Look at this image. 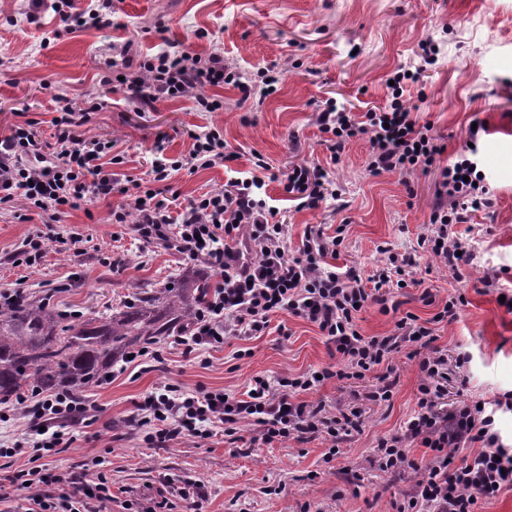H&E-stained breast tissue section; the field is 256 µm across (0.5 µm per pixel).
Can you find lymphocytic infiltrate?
Returning <instances> with one entry per match:
<instances>
[{
  "instance_id": "1",
  "label": "lymphocytic infiltrate",
  "mask_w": 512,
  "mask_h": 512,
  "mask_svg": "<svg viewBox=\"0 0 512 512\" xmlns=\"http://www.w3.org/2000/svg\"><path fill=\"white\" fill-rule=\"evenodd\" d=\"M31 8L28 21L50 11L67 31L88 22L101 29L112 25L111 0H103L87 15L73 12L71 0H31ZM116 54L112 73L102 83L123 92L140 108L190 97L199 111L218 112L224 102L211 95V88L230 85L246 99L256 89L267 97L275 93L279 81L268 68L258 71L256 78L243 80L225 65L223 53L202 56L178 42L136 61L129 59L128 47L117 49ZM407 79L406 72H396L390 103L359 116L327 102L317 115V125L326 136L331 159H338L347 144L358 138L369 143L368 169L373 174H410L432 167L444 146L430 124L419 123L405 105ZM100 107L93 99L80 108L62 103L52 120L55 134L50 143H41L31 121L14 124L9 135L0 138V211L14 209L22 199L27 210L54 218L78 202H94L118 192L117 179L104 166L122 164L123 155L114 153L112 141L79 134ZM192 140L188 156L174 161L166 158L163 141H156L153 187L128 196L110 212L112 223L129 224L138 240L203 261L220 273L221 283L199 310L191 330L178 336V344L189 353L204 345L217 347L233 337L263 332L273 315L286 313L315 324L334 344L338 360L317 374L277 381L254 376L241 398L220 391L185 393L165 387L145 397L138 407V428L145 441L207 439L219 428L230 436L239 425L248 424L258 427L265 444L300 442L316 434L333 445L343 444L361 429L358 408L332 411L322 402H293V395L314 389L324 379L363 378L411 346L424 352L418 365L427 381L418 389L413 416L400 433L378 440L374 457L383 471L413 476L412 490L396 512H480L485 502L512 489V447L503 443L495 428L497 412H512V391L483 403L463 400L441 411L437 407L440 381L449 367L465 372L469 352H458L450 361L431 351L432 324L420 322L409 312L385 335H364L357 323L360 313L371 307L390 313L391 288L418 284L423 273L420 256H428L455 275L473 265L476 253L454 227L470 223L473 215L492 206L477 136H470L469 146L460 150L456 161L440 169L435 203L416 250L402 253L380 246L386 259L367 276L353 266H334L341 239L318 229L305 234L298 250L288 251L286 218L259 195L265 180H278L300 207L319 208L326 198H338L339 193L318 165L296 166L280 175L271 172L257 154L252 161L254 176L230 180L223 189L189 200L181 211L172 212V201L161 196L159 184L170 181L183 166L207 168L236 158L219 130L193 134ZM35 407L37 419L46 423L39 447L48 452L70 447L73 435L53 428L52 422L83 412V405L59 394L38 399ZM417 444L431 450L429 462L411 457L410 450ZM452 448L464 450L461 465H454L449 456ZM51 484L43 475L30 479L26 512H96L94 501L55 496Z\"/></svg>"
}]
</instances>
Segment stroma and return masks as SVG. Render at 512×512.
Masks as SVG:
<instances>
[{"label": "stroma", "mask_w": 512, "mask_h": 512, "mask_svg": "<svg viewBox=\"0 0 512 512\" xmlns=\"http://www.w3.org/2000/svg\"><path fill=\"white\" fill-rule=\"evenodd\" d=\"M112 6V27L64 33L45 47L42 37L57 28L56 18L43 14L35 26L26 18L29 0H0V137L11 124L32 120L41 138L51 140L57 97L75 107L95 97L104 106L83 131L112 140L123 153V164L114 168L123 184L148 186L157 139H164L167 156L180 158L191 148L190 132L212 128L239 157L226 166L176 172L170 186L180 201L250 177L256 153L277 172L295 164L322 166L340 197L319 209H297L277 181L266 182L263 191L288 221L289 249H298L312 228L341 235L339 267L368 274L385 259L379 245L414 247L435 202L438 171L372 174L364 139L351 141L331 161L316 123L326 100L362 114L387 104V80L395 71L419 68L422 77L406 84L403 98L445 143L442 163L453 160L472 123L484 124L481 150L493 206L455 227L477 249L476 267L462 268L457 278L432 267L423 286L392 296L398 313L423 321L453 290L468 299L459 321L434 327L439 353L452 359L463 348L472 354L466 380L449 374L442 407L512 391V311L498 301L512 290V0H112ZM200 30L207 38H197ZM169 40L203 55L223 51L225 64L246 79L276 67L282 73L278 90L245 100L238 89L221 88L220 112L197 111L189 97L141 112L122 92L103 85L113 47L128 43L133 54L149 55ZM429 44L437 49L431 65L424 62ZM121 200L115 194L82 201L53 220L35 216L24 222L0 214V291L47 293L60 309L98 316L199 268V261L143 243L128 225L112 223L110 211ZM74 232L83 237L78 255L57 243ZM35 234L46 240L45 255L33 265H15L22 241ZM494 272L499 282L484 286L482 277ZM426 288L435 298L430 306L420 298ZM156 347L159 357L120 362L83 394L86 418L60 422L76 440L59 453L37 448L33 412L0 421V445L20 440L25 448L0 457V512H25L27 491L16 477L34 467L67 495L87 491L91 473L101 472L112 492L108 512H148L163 497L172 512H185L184 490L202 496L204 512H301L307 504L313 512H396L395 502L410 490L412 479L395 478L373 461L378 439L400 432L416 409L424 376L408 350L388 362L390 400L372 399L379 384L375 371L295 394L298 402L361 409V431L331 458V443L321 436L264 445L245 426L233 439L220 433L161 445L144 442L135 422L144 397L167 384L189 393L239 396L255 375L275 380L335 363L334 345L314 324L280 313L264 332L229 339L219 348L202 346L188 354L167 336Z\"/></svg>", "instance_id": "obj_1"}]
</instances>
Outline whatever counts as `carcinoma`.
<instances>
[{
  "label": "carcinoma",
  "mask_w": 512,
  "mask_h": 512,
  "mask_svg": "<svg viewBox=\"0 0 512 512\" xmlns=\"http://www.w3.org/2000/svg\"><path fill=\"white\" fill-rule=\"evenodd\" d=\"M212 288L211 277L186 275L95 317L60 310L48 294L15 293L0 307V401L33 392L79 399L134 350L190 326Z\"/></svg>",
  "instance_id": "1"
}]
</instances>
